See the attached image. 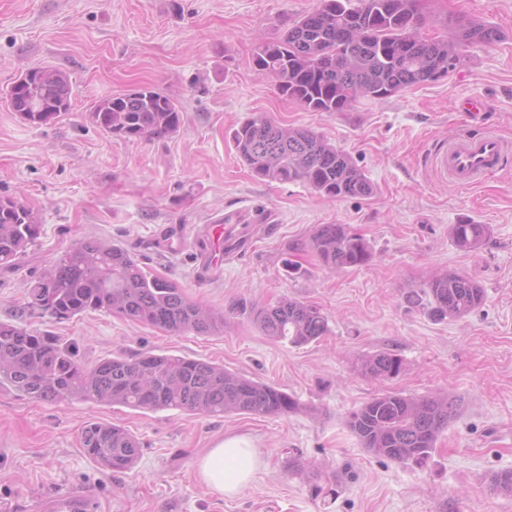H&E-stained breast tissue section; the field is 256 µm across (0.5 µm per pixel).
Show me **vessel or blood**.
Returning a JSON list of instances; mask_svg holds the SVG:
<instances>
[{
	"label": "vessel or blood",
	"mask_w": 512,
	"mask_h": 512,
	"mask_svg": "<svg viewBox=\"0 0 512 512\" xmlns=\"http://www.w3.org/2000/svg\"><path fill=\"white\" fill-rule=\"evenodd\" d=\"M512 155V143L503 140L493 129L465 136L441 146L434 166L450 182L467 186L482 181L502 169L508 156ZM239 213L230 212L218 220L213 231L223 237L225 248H233L240 240Z\"/></svg>",
	"instance_id": "1"
}]
</instances>
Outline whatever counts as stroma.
<instances>
[{
    "label": "stroma",
    "mask_w": 512,
    "mask_h": 512,
    "mask_svg": "<svg viewBox=\"0 0 512 512\" xmlns=\"http://www.w3.org/2000/svg\"><path fill=\"white\" fill-rule=\"evenodd\" d=\"M318 0H0V195L36 210L42 231L13 272L0 271V320L14 318L25 285L93 233L121 244L151 274L224 312L210 336L176 334L94 311L57 322L25 318L76 344L86 366L117 353L153 351L203 359L276 386L302 405L289 416H195L179 410L37 402L0 388V506L41 512L46 495L70 491L86 512H512L492 474L512 470V160L475 186L440 179L432 165L447 140L494 126L512 141V0H421L428 35L454 37V21L495 27L434 82L347 112H311L281 96L252 64L255 45L281 38ZM64 72L71 109L49 124L21 120L6 95L27 69ZM151 86L182 108L177 134L124 138L91 120L106 97ZM482 105L466 121L461 100ZM262 114L311 129L346 150L374 185L334 202L307 185L251 176L228 136ZM245 211L249 248L212 267L211 226ZM262 212L279 220H259ZM321 224H345L372 250L362 266L324 268L309 242ZM454 224H485L475 250ZM178 228L188 239L170 246ZM456 271L484 290L482 304L441 322L407 304L405 291ZM288 297L317 306L329 332L293 346L230 314L246 299ZM380 351L402 372L371 380L358 367ZM445 395L458 415L425 466L378 457L348 429V413L378 394ZM95 420L141 443L133 468L103 469L80 443ZM259 451L254 481L234 498L209 488L197 463L227 437Z\"/></svg>",
    "instance_id": "obj_1"
}]
</instances>
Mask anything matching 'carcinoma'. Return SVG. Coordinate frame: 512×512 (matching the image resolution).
Masks as SVG:
<instances>
[{"mask_svg": "<svg viewBox=\"0 0 512 512\" xmlns=\"http://www.w3.org/2000/svg\"><path fill=\"white\" fill-rule=\"evenodd\" d=\"M418 0H320L274 42L252 54L255 70L278 92L312 112H346L359 98L383 99L402 89L434 82L465 58L475 41H494L499 33L481 23H457L453 41L426 37L413 29L422 21ZM353 59L338 69L331 61ZM25 84L11 86L8 98L26 122L46 125L70 110L67 76L52 68H31ZM103 131L125 138L161 139L181 127L177 102L144 86L100 100L91 112ZM239 159L261 181L308 184L330 200L369 197L374 187L352 157L307 128L281 126L263 115L242 121L230 135ZM486 224H454L458 247L475 249L489 235ZM41 233L36 211L14 197H0V269L20 266ZM311 248L330 269L358 267L371 258L365 239L345 224H322ZM483 289L456 272L435 276L406 295L437 321L458 319L478 308ZM106 310L167 331L209 335L224 327V314L189 300L176 284L146 272L126 249L87 235L67 248L35 279L27 282L20 313L69 320ZM231 312L257 325L266 336L300 347L328 332L319 308L283 298L275 304L245 299ZM402 359L382 351L361 360L369 378H392ZM48 403L78 399L132 410L176 409L195 415H291L302 410L291 394L204 360L150 351L119 354L88 368L76 350L59 339L18 323L0 322V388ZM457 412L446 397L415 398L385 393L348 413L346 425L376 456L423 465L442 430ZM84 452L112 472L130 469L140 442L127 430L88 422ZM501 494L512 495V471L491 477Z\"/></svg>", "mask_w": 512, "mask_h": 512, "instance_id": "cac0c4a2", "label": "carcinoma"}]
</instances>
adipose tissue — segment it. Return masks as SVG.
Instances as JSON below:
<instances>
[{
	"label": "adipose tissue",
	"mask_w": 512,
	"mask_h": 512,
	"mask_svg": "<svg viewBox=\"0 0 512 512\" xmlns=\"http://www.w3.org/2000/svg\"><path fill=\"white\" fill-rule=\"evenodd\" d=\"M260 457L256 448L240 438H228L212 448L198 464L202 481L219 493L232 497L254 480Z\"/></svg>",
	"instance_id": "1"
}]
</instances>
